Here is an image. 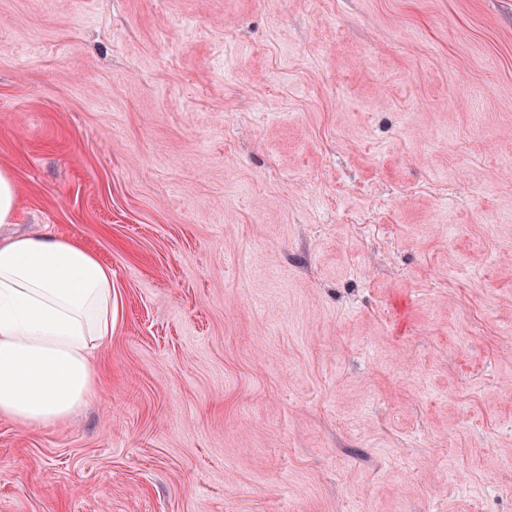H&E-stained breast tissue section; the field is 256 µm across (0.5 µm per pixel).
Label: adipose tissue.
<instances>
[{
  "instance_id": "obj_1",
  "label": "adipose tissue",
  "mask_w": 512,
  "mask_h": 512,
  "mask_svg": "<svg viewBox=\"0 0 512 512\" xmlns=\"http://www.w3.org/2000/svg\"><path fill=\"white\" fill-rule=\"evenodd\" d=\"M112 335V271L78 240L44 230L0 240V417L67 423L99 384Z\"/></svg>"
}]
</instances>
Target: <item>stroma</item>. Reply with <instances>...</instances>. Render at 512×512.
Masks as SVG:
<instances>
[{
	"mask_svg": "<svg viewBox=\"0 0 512 512\" xmlns=\"http://www.w3.org/2000/svg\"><path fill=\"white\" fill-rule=\"evenodd\" d=\"M0 168L113 288L0 512H512V0H0Z\"/></svg>",
	"mask_w": 512,
	"mask_h": 512,
	"instance_id": "stroma-1",
	"label": "stroma"
}]
</instances>
